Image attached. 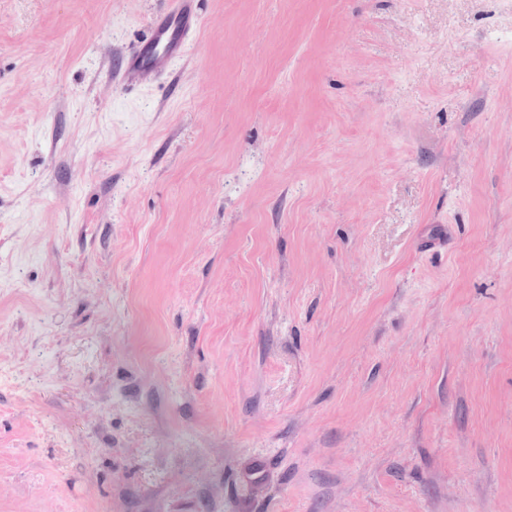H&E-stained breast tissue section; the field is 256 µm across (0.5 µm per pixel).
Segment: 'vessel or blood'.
Listing matches in <instances>:
<instances>
[{"label":"vessel or blood","mask_w":512,"mask_h":512,"mask_svg":"<svg viewBox=\"0 0 512 512\" xmlns=\"http://www.w3.org/2000/svg\"><path fill=\"white\" fill-rule=\"evenodd\" d=\"M165 12L157 15L144 40L124 54L118 77L133 88L146 78L167 72L184 57L200 27L197 0H166Z\"/></svg>","instance_id":"vessel-or-blood-1"}]
</instances>
